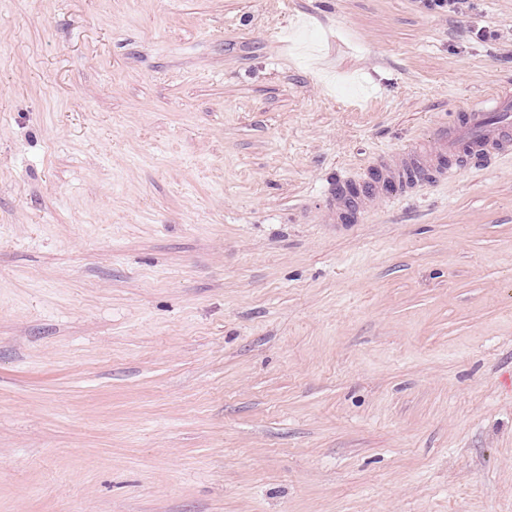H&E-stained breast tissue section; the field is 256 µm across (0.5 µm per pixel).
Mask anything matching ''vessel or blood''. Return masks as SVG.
<instances>
[{"label": "vessel or blood", "mask_w": 512, "mask_h": 512, "mask_svg": "<svg viewBox=\"0 0 512 512\" xmlns=\"http://www.w3.org/2000/svg\"><path fill=\"white\" fill-rule=\"evenodd\" d=\"M435 141L431 150L417 144L380 157L357 197L337 191L332 220H339L348 205L367 210L377 200L400 198L407 185L429 177L449 181L468 165L511 155L512 92L500 91L468 104L452 121L438 128Z\"/></svg>", "instance_id": "obj_1"}]
</instances>
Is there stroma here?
Instances as JSON below:
<instances>
[{
  "label": "stroma",
  "mask_w": 512,
  "mask_h": 512,
  "mask_svg": "<svg viewBox=\"0 0 512 512\" xmlns=\"http://www.w3.org/2000/svg\"><path fill=\"white\" fill-rule=\"evenodd\" d=\"M512 88V0H0V512H512V158L329 220Z\"/></svg>",
  "instance_id": "obj_1"
}]
</instances>
